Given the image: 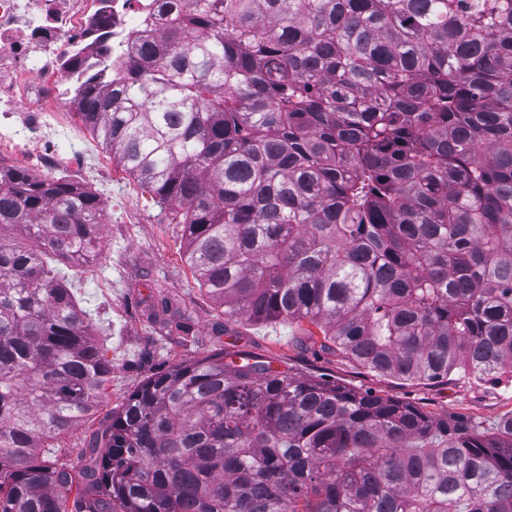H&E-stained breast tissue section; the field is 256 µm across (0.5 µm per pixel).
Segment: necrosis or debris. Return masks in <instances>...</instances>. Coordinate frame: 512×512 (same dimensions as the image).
Here are the masks:
<instances>
[{
    "mask_svg": "<svg viewBox=\"0 0 512 512\" xmlns=\"http://www.w3.org/2000/svg\"><path fill=\"white\" fill-rule=\"evenodd\" d=\"M112 51L126 53L132 38L158 37L169 17L158 0H112ZM89 0H0V148L27 157L39 144L54 161L62 88L68 62L96 59L101 33Z\"/></svg>",
    "mask_w": 512,
    "mask_h": 512,
    "instance_id": "obj_1",
    "label": "necrosis or debris"
}]
</instances>
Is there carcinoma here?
<instances>
[{
	"label": "carcinoma",
	"mask_w": 512,
	"mask_h": 512,
	"mask_svg": "<svg viewBox=\"0 0 512 512\" xmlns=\"http://www.w3.org/2000/svg\"><path fill=\"white\" fill-rule=\"evenodd\" d=\"M72 106L185 229L228 318L308 321L378 376L512 373V0H166ZM104 200L0 164V512H512V413L437 421L218 352L147 377L76 460L112 360L47 261ZM106 449L101 455L98 449Z\"/></svg>",
	"instance_id": "cac0c4a2"
}]
</instances>
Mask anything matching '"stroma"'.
I'll return each instance as SVG.
<instances>
[{
    "instance_id": "35a3bbf8",
    "label": "stroma",
    "mask_w": 512,
    "mask_h": 512,
    "mask_svg": "<svg viewBox=\"0 0 512 512\" xmlns=\"http://www.w3.org/2000/svg\"><path fill=\"white\" fill-rule=\"evenodd\" d=\"M62 120L72 131L57 145L60 162L45 174L70 180L88 131L75 111H68ZM99 159L100 175L89 183L105 202L99 255L85 266L59 261L55 267L91 313L95 335L105 342L112 361V380L96 414L62 435L57 447L66 451L83 447L113 409L151 374L221 349L248 352L280 371L407 401L436 418L461 414L488 428L512 412V378L505 375L475 383L453 375L433 384L380 377L336 352L321 350L319 339L308 335V322L266 326L224 318L199 287L185 254L182 225L170 223L148 192L109 154L100 153ZM164 298L171 313L192 322L195 335L184 336L155 322L153 314ZM219 321L224 324L220 333L213 329Z\"/></svg>"
}]
</instances>
